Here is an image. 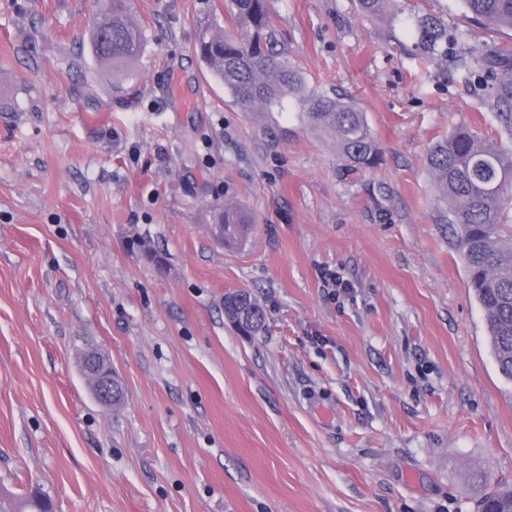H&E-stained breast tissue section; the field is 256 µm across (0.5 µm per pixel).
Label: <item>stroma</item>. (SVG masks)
<instances>
[{
  "instance_id": "1",
  "label": "stroma",
  "mask_w": 512,
  "mask_h": 512,
  "mask_svg": "<svg viewBox=\"0 0 512 512\" xmlns=\"http://www.w3.org/2000/svg\"><path fill=\"white\" fill-rule=\"evenodd\" d=\"M269 5L309 89L366 113L376 168L210 77L194 46L229 0H130L144 47L118 77L90 42L101 0H0V491L53 512H477L512 485V384L426 166L459 125L512 148V124L493 73L424 60L404 23L433 15L479 55L512 30L459 0ZM224 203L253 218L237 248L208 230ZM242 289L255 336L224 316ZM238 295L246 297V299H248L255 308L252 316L241 324L242 334L244 336H254L259 334L264 328L265 312L256 297L250 292L246 290H238L226 293L224 295V314L230 322H235L239 319V313L235 302V297ZM89 367L93 373H96L99 377V384L94 393L95 397L99 400V403L103 405H112V407L119 406L122 403L124 392L122 385L118 379L115 380L119 391L112 400V379L107 378L104 373H99V360L97 357H90Z\"/></svg>"
}]
</instances>
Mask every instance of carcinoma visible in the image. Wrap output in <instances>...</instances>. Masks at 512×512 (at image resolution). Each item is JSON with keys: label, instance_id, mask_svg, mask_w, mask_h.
<instances>
[{"label": "carcinoma", "instance_id": "carcinoma-1", "mask_svg": "<svg viewBox=\"0 0 512 512\" xmlns=\"http://www.w3.org/2000/svg\"><path fill=\"white\" fill-rule=\"evenodd\" d=\"M103 20L92 34L98 62L112 73L124 72L143 48L142 28L129 15L127 0H107ZM478 24L512 30V0H460ZM230 29H206L195 50L211 74L224 84L238 104L270 111L287 99L295 101L300 118L336 142L346 168L363 173L380 161L376 137L366 114L356 104L329 93H314L273 25L268 0H232ZM425 58L448 56L459 44L429 16L407 20ZM496 105H512V64L498 83ZM427 167L448 203L447 223L453 226L463 248L469 281L487 324L491 355L501 377L512 383V152L467 127H460L431 145ZM216 237L227 245L242 243L250 228L249 217L239 208L216 209ZM246 297L255 308L241 324L242 334L263 331L265 312L246 290L224 294V314L239 319L235 297ZM480 512H512V488L489 493Z\"/></svg>", "mask_w": 512, "mask_h": 512}]
</instances>
